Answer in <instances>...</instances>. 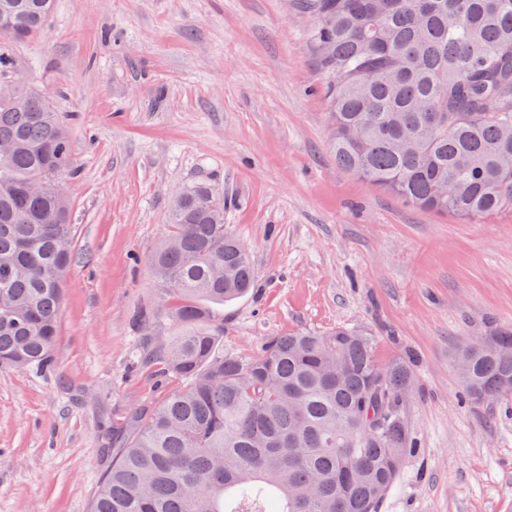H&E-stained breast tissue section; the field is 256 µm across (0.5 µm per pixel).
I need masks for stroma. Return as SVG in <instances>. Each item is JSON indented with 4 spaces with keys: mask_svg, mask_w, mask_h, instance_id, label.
Segmentation results:
<instances>
[{
    "mask_svg": "<svg viewBox=\"0 0 512 512\" xmlns=\"http://www.w3.org/2000/svg\"><path fill=\"white\" fill-rule=\"evenodd\" d=\"M297 0H56L5 42L69 132L75 260L55 367H0V512H91L101 448L181 388L138 362L161 307L147 263L174 193L204 182L251 250L245 297L213 305L225 354L346 327L411 353L408 456L380 512H512V401L465 403L454 350L512 328V213H428L336 163L328 89Z\"/></svg>",
    "mask_w": 512,
    "mask_h": 512,
    "instance_id": "obj_1",
    "label": "stroma"
}]
</instances>
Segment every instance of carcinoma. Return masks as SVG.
<instances>
[{"instance_id":"1","label":"carcinoma","mask_w":512,"mask_h":512,"mask_svg":"<svg viewBox=\"0 0 512 512\" xmlns=\"http://www.w3.org/2000/svg\"><path fill=\"white\" fill-rule=\"evenodd\" d=\"M329 86L336 162L407 205L477 219L512 211V0H300ZM54 0H0V38L41 33ZM0 366L54 361L73 262L68 133L0 50ZM167 298L137 320L185 385L127 418L92 512H378L417 443L410 361L380 365L347 328L218 349L209 305L253 287L248 247L204 184L176 193L149 258ZM470 404L512 398V330L454 353Z\"/></svg>"}]
</instances>
